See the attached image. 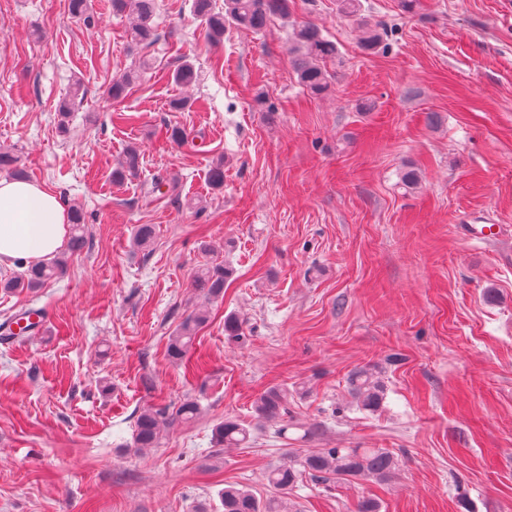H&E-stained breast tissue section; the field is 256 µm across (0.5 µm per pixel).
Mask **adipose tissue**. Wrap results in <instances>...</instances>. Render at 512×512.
<instances>
[{
    "mask_svg": "<svg viewBox=\"0 0 512 512\" xmlns=\"http://www.w3.org/2000/svg\"><path fill=\"white\" fill-rule=\"evenodd\" d=\"M68 231L58 197L32 181L0 179V263L53 255Z\"/></svg>",
    "mask_w": 512,
    "mask_h": 512,
    "instance_id": "1",
    "label": "adipose tissue"
}]
</instances>
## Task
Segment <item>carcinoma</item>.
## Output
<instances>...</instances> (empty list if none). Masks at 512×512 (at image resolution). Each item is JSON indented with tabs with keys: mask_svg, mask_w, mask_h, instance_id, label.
Listing matches in <instances>:
<instances>
[{
	"mask_svg": "<svg viewBox=\"0 0 512 512\" xmlns=\"http://www.w3.org/2000/svg\"><path fill=\"white\" fill-rule=\"evenodd\" d=\"M294 0H224V8L218 10L213 0H192L193 13L204 21L207 38L212 43L224 40L227 29L234 26L252 32L267 29L275 18L290 15ZM68 11L74 18L90 24L93 22L91 0H68ZM112 11L124 14L130 19L128 37L130 43L141 49L152 46L159 40L153 18L156 0H112ZM338 15L353 21L360 32V45L368 53L389 47L388 30L380 23H371L361 13L360 0H337ZM292 66L297 82L315 96L328 93L331 89V76L325 63L336 58V43L323 34L320 25L304 22L294 28L291 37ZM151 66V59L142 57L136 69L112 79L106 88V95L114 104L122 103L139 81L142 73ZM197 79L194 66L182 60L173 71V81L177 85L188 86ZM83 85L75 84L67 97L58 106V133L66 136L70 132V117L77 100L84 97ZM140 152L134 145L127 146L123 158L112 172V181L118 184L137 175ZM7 172L15 179L26 178L25 171L18 166L17 157L7 148L0 147V172ZM211 189L224 188V161L212 163L208 170ZM70 232L64 249L49 259L27 266L23 272L0 282V289L11 292L34 290L64 277L71 257L81 254L87 246L85 235L86 216L83 209L73 205L69 208ZM155 237L151 224H140L135 229L133 243L141 249L148 248ZM234 274L233 269L224 265L204 264L191 275L190 287L200 297V304L179 324L173 336L169 337L167 353L174 361H183L192 349L199 330L208 322V305L224 297V287ZM40 315L38 310H27L0 323V341H6L17 334L34 331L37 324L21 327L14 331L12 326L20 320ZM224 335L238 341L244 337L243 325L239 318L230 314L224 319ZM348 386L354 406L359 411L375 413L385 399L384 382L373 365H364L350 372ZM286 393L280 388L264 390L253 402L257 417L279 423L277 434L284 435L288 430V410L285 406ZM199 413V405L192 399L182 401L170 409L149 408L142 411L133 431L132 448L141 451L158 447L164 429L175 420L191 421ZM251 432L238 420L226 418L215 426L213 442L219 447H239L250 441ZM397 460L386 448H322L319 451L297 458L288 459L271 468L266 475L274 495L262 501L251 491L236 485H226L221 492L224 512H288L285 494L298 481L301 473H306L315 481L331 479H385L396 469Z\"/></svg>",
	"mask_w": 512,
	"mask_h": 512,
	"instance_id": "cac0c4a2",
	"label": "carcinoma"
}]
</instances>
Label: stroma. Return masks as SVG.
I'll return each instance as SVG.
<instances>
[{"mask_svg":"<svg viewBox=\"0 0 512 512\" xmlns=\"http://www.w3.org/2000/svg\"><path fill=\"white\" fill-rule=\"evenodd\" d=\"M361 3L395 25L387 50L364 52L336 0H295L265 33L232 28L217 45L192 0H156L153 68L115 106L105 89L140 50L110 0H93L92 28L68 0H0V146L83 208L88 239L61 280L0 291V320L45 312L38 334L0 342V512H224L225 485L267 498L287 452L334 447L389 449L396 470L303 478L290 512H353L365 498L380 512H512V0H422L413 14ZM305 21L338 47L320 98L288 52ZM182 58L199 76L186 90L172 79ZM78 82L87 94L64 140L55 108ZM172 125L187 141L166 140ZM130 144L138 175L118 185ZM160 175L176 188L149 201ZM139 224L156 227L146 251L132 245ZM475 224L496 225L501 243L471 241ZM204 261L234 276L174 363L168 340L198 302L189 279ZM365 364L387 386L374 414L351 407L347 377ZM270 387L288 391L284 438L252 410ZM186 398L195 420L130 452L140 411ZM227 417L249 423V445L215 447Z\"/></svg>","mask_w":512,"mask_h":512,"instance_id":"1","label":"stroma"}]
</instances>
